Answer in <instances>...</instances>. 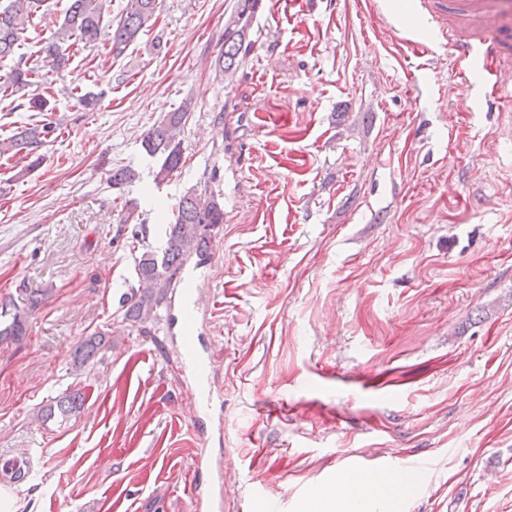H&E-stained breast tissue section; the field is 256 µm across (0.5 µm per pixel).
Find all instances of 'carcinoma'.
Here are the masks:
<instances>
[{"instance_id":"cac0c4a2","label":"carcinoma","mask_w":512,"mask_h":512,"mask_svg":"<svg viewBox=\"0 0 512 512\" xmlns=\"http://www.w3.org/2000/svg\"><path fill=\"white\" fill-rule=\"evenodd\" d=\"M42 0H9L0 7V59L17 56L16 63L3 82L0 91L18 96L21 105L29 112H51L50 98L36 89L34 67L27 59L17 55L23 34L30 20L41 7ZM256 0H244L237 14V20L224 29V48L215 59L220 71L235 69L242 61V52L247 50L245 34ZM162 7V0H127L119 18L112 22L110 53L121 57L128 47L138 42L140 36L155 26ZM106 0H70L62 23L55 30L51 40L43 48L45 58L57 70L68 65V57L62 53V45L76 40L84 45L98 42L103 29ZM189 107L171 112L145 135L142 147L150 157L159 156L162 163L154 179L161 183L180 168L183 160V134ZM51 132L48 123L32 124L0 139V155L24 153L30 158L27 167L40 163L36 151L43 145ZM139 178L138 172L130 166L112 170V186L121 187ZM224 223V203L213 191L186 192L179 199L173 222L168 225L166 243L161 251L145 250L135 263L137 284L130 285V292L123 298L124 320L144 326L149 323L157 307L167 300L169 291L180 281V274L187 261L203 259L209 252L210 230ZM28 312L13 301L0 303V342L23 336L26 333ZM104 345L102 336H91L78 349L77 367L88 364ZM83 405L80 393L66 394L48 405L42 414L45 420L57 416L61 419L76 414Z\"/></svg>"}]
</instances>
